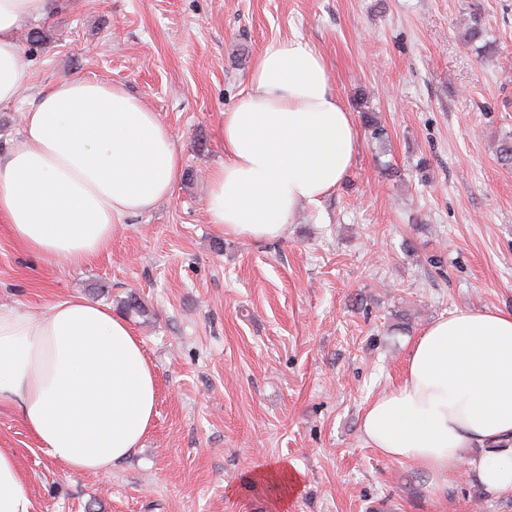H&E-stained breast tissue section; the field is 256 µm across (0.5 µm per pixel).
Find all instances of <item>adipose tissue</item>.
Here are the masks:
<instances>
[{
  "mask_svg": "<svg viewBox=\"0 0 512 512\" xmlns=\"http://www.w3.org/2000/svg\"><path fill=\"white\" fill-rule=\"evenodd\" d=\"M50 0H0V106L30 74L20 22ZM224 160L209 175L208 221L251 241L285 235L301 203L345 179L357 128L321 53L293 37L256 57L248 87L224 112ZM181 153L156 112L124 88L83 78L41 93L0 156V223L43 263L79 267L109 248L121 219L150 212L180 178ZM157 379L127 322L82 296L35 312L0 306V408L42 452L74 473H106L137 448L156 415ZM365 443L411 462L448 491L457 463L492 495L512 494V310L459 309L411 344L402 380L366 407ZM475 449L464 457V449ZM284 512L301 488L287 464L249 475ZM0 512H35L12 449L0 448Z\"/></svg>",
  "mask_w": 512,
  "mask_h": 512,
  "instance_id": "adipose-tissue-1",
  "label": "adipose tissue"
}]
</instances>
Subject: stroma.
I'll return each mask as SVG.
<instances>
[{"label": "stroma", "mask_w": 512, "mask_h": 512, "mask_svg": "<svg viewBox=\"0 0 512 512\" xmlns=\"http://www.w3.org/2000/svg\"><path fill=\"white\" fill-rule=\"evenodd\" d=\"M293 36L322 53L354 116L353 163L283 237L216 235L221 114L259 52ZM18 38L31 80L0 106V154L39 91L84 78L146 102L183 158L172 195L86 265L43 264L0 223V305L106 304L158 380L152 429L107 474L69 472L0 409L35 512H271L247 480L271 461L302 475L287 512H512V496L455 469L436 495L360 431L428 325L512 309V165L497 156L512 138V0H54ZM131 294L142 313H125Z\"/></svg>", "instance_id": "35a3bbf8"}]
</instances>
